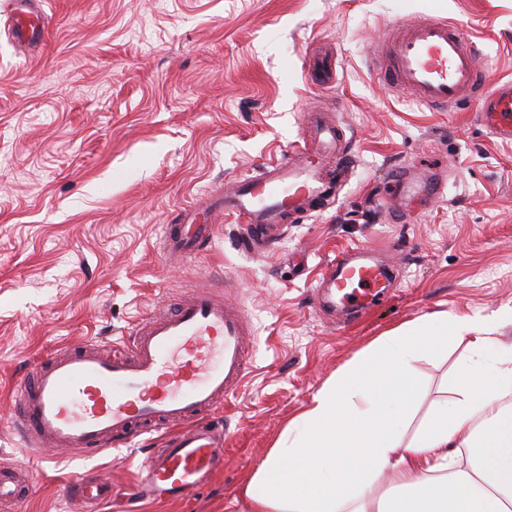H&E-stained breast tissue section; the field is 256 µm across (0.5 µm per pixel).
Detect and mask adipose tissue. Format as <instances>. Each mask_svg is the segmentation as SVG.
I'll list each match as a JSON object with an SVG mask.
<instances>
[{
	"label": "adipose tissue",
	"instance_id": "1",
	"mask_svg": "<svg viewBox=\"0 0 512 512\" xmlns=\"http://www.w3.org/2000/svg\"><path fill=\"white\" fill-rule=\"evenodd\" d=\"M457 343L449 397L409 430L413 362ZM243 495L252 512H512V345L466 315L391 332L313 396Z\"/></svg>",
	"mask_w": 512,
	"mask_h": 512
}]
</instances>
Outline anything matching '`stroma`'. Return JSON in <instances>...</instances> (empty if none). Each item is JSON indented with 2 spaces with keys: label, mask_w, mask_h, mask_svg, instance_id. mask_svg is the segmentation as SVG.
<instances>
[{
  "label": "stroma",
  "mask_w": 512,
  "mask_h": 512,
  "mask_svg": "<svg viewBox=\"0 0 512 512\" xmlns=\"http://www.w3.org/2000/svg\"><path fill=\"white\" fill-rule=\"evenodd\" d=\"M47 34L16 51L0 0V461L30 476L4 512H71L65 487L103 478L96 512H249L241 488L288 421L379 336L436 314H468L512 344V145L472 105L418 109L371 57L402 18L447 19L512 80V0H42ZM327 59L333 83L309 73ZM341 119L354 157L321 213L276 227L264 250L221 214L211 250L168 257L183 211L308 138L307 112ZM391 267L390 295L366 314L325 315L314 292L340 252ZM200 287L246 315L250 369L207 420L224 466L189 497L135 501L134 448L38 462L18 444L20 382L34 360L93 342ZM461 349L414 364L416 419L445 397Z\"/></svg>",
  "instance_id": "35a3bbf8"
}]
</instances>
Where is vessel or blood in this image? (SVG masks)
Returning <instances> with one entry per match:
<instances>
[{"mask_svg":"<svg viewBox=\"0 0 512 512\" xmlns=\"http://www.w3.org/2000/svg\"><path fill=\"white\" fill-rule=\"evenodd\" d=\"M12 42L27 48L44 24L37 0H14ZM399 36L385 41L375 58L394 86L429 111L475 104L478 118L495 139L512 143V81L487 89L479 49L448 20H401ZM298 164L277 160L263 177L245 176L223 189L224 211L247 225L248 238H264L268 225L311 215L330 186L319 159L302 144L293 148ZM170 248L186 260L205 252L210 225L191 237L168 229ZM385 267L350 254L323 273L329 298L355 311L373 305L386 287ZM248 323L222 294L201 288L173 310L152 314L136 326L128 344L104 355L91 346L56 351L27 372L19 393L20 417L13 423L25 447L43 460L55 451L95 456L102 444L130 446L147 425L173 429L165 448L146 457L133 494L139 498L180 499L198 488L224 463V433L208 422L226 389L242 382L249 368L244 341ZM24 481L12 465L0 464V502L18 498ZM110 486L83 480L66 489L74 512L111 497Z\"/></svg>","mask_w":512,"mask_h":512,"instance_id":"obj_1","label":"vessel or blood"}]
</instances>
